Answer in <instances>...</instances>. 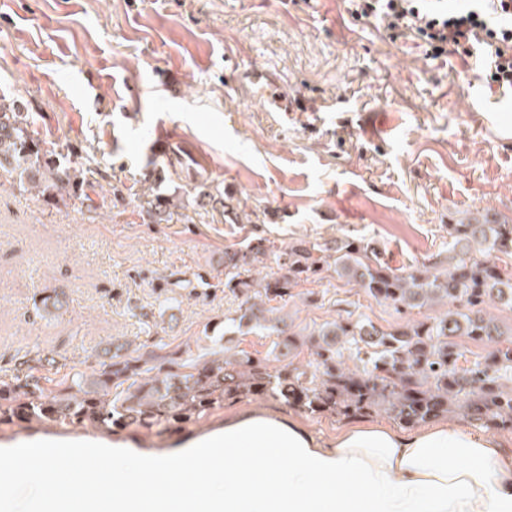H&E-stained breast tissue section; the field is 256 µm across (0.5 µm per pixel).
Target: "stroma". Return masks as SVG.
<instances>
[{"label":"stroma","mask_w":512,"mask_h":512,"mask_svg":"<svg viewBox=\"0 0 512 512\" xmlns=\"http://www.w3.org/2000/svg\"><path fill=\"white\" fill-rule=\"evenodd\" d=\"M478 73L353 18L344 0H0V93L82 163L91 197L77 211L0 189V377L26 353L68 373L98 367L115 340L208 345L238 299L163 282L223 275L225 248L254 235L279 247L366 237L402 268L447 252L446 224L470 212L512 218V99ZM158 178L174 199L222 192L238 220L208 205L188 223L151 222L137 198ZM47 289L65 304L41 317ZM162 296L173 300L163 312ZM346 309L384 329L424 316L333 275L300 286L284 313L298 331ZM247 408L326 438L394 424L251 397L180 430L43 421L1 425L0 443L135 437L158 448Z\"/></svg>","instance_id":"obj_1"}]
</instances>
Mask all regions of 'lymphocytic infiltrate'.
<instances>
[{
	"label": "lymphocytic infiltrate",
	"mask_w": 512,
	"mask_h": 512,
	"mask_svg": "<svg viewBox=\"0 0 512 512\" xmlns=\"http://www.w3.org/2000/svg\"><path fill=\"white\" fill-rule=\"evenodd\" d=\"M355 18H377L393 37L422 42L428 56L476 58L487 84L512 90V0H473L458 9L448 0H346Z\"/></svg>",
	"instance_id": "f902f5d3"
}]
</instances>
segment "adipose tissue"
I'll use <instances>...</instances> for the list:
<instances>
[{"label":"adipose tissue","instance_id":"obj_1","mask_svg":"<svg viewBox=\"0 0 512 512\" xmlns=\"http://www.w3.org/2000/svg\"><path fill=\"white\" fill-rule=\"evenodd\" d=\"M0 458V512H512V454L452 421L327 441L245 411L163 450L29 441Z\"/></svg>","mask_w":512,"mask_h":512}]
</instances>
